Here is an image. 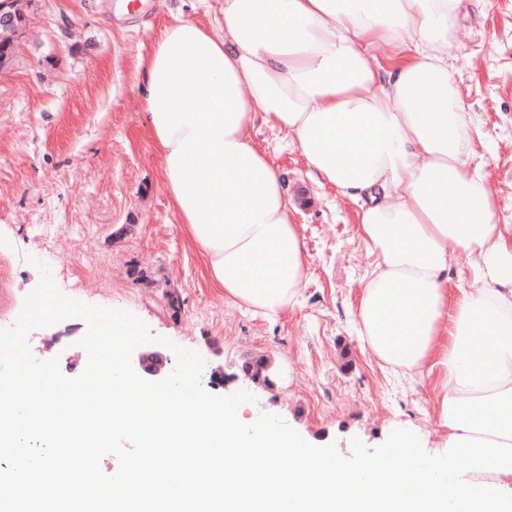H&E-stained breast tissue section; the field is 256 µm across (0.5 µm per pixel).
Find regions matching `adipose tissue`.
<instances>
[{"instance_id":"obj_1","label":"adipose tissue","mask_w":512,"mask_h":512,"mask_svg":"<svg viewBox=\"0 0 512 512\" xmlns=\"http://www.w3.org/2000/svg\"><path fill=\"white\" fill-rule=\"evenodd\" d=\"M471 0H224L214 33L165 26L136 71L143 125L180 223L228 300L267 317L296 305L308 267L280 172L248 135L256 115L291 133L318 184L359 207L375 259L352 322L385 365L438 372L436 413L448 459L429 460L417 495L392 455L360 468L326 463L295 440L254 432L224 441V502L239 508L244 464L277 485L292 512L330 489L388 481L378 512L415 499L512 512V224L470 164L475 128L448 47ZM395 45L387 63L372 50ZM479 285L450 290L458 256ZM467 466L468 480L452 466Z\"/></svg>"}]
</instances>
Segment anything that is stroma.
Segmentation results:
<instances>
[{"label": "stroma", "instance_id": "1", "mask_svg": "<svg viewBox=\"0 0 512 512\" xmlns=\"http://www.w3.org/2000/svg\"><path fill=\"white\" fill-rule=\"evenodd\" d=\"M219 29L224 0H35L0 68V326L14 324L45 263L65 295L129 311L152 335L197 351L203 388L244 390V423L281 416L308 443L381 446L404 428L444 449L436 375L398 377L363 348L351 321L374 258L355 204L318 185L289 136L255 119L249 136L283 175L309 276L298 306L265 318L227 300L209 279L168 195L163 163L142 123L136 63L174 18ZM480 137L497 221L512 224V0H484L448 49ZM146 279H136L135 270ZM79 318L33 330L40 360L86 368Z\"/></svg>", "mask_w": 512, "mask_h": 512}]
</instances>
